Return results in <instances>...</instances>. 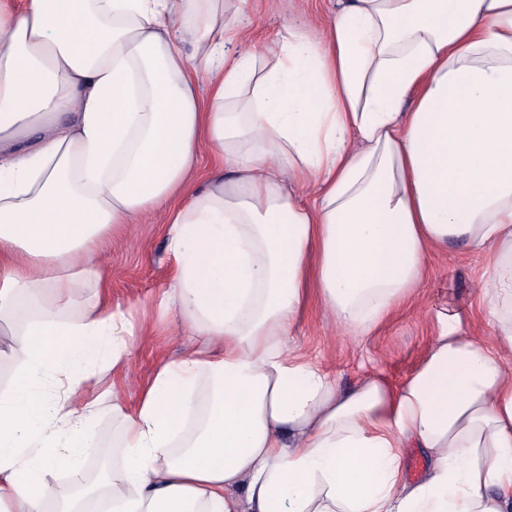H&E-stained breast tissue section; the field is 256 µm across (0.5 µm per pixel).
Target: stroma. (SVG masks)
I'll use <instances>...</instances> for the list:
<instances>
[{
    "mask_svg": "<svg viewBox=\"0 0 512 512\" xmlns=\"http://www.w3.org/2000/svg\"><path fill=\"white\" fill-rule=\"evenodd\" d=\"M328 8L329 0H282L276 9L269 7L268 0H249L251 49L265 54L285 24L320 26ZM166 224V206L156 207L113 236L112 248L102 259L113 304L138 309V334L127 355L126 381L121 386L122 396L130 405L158 365L179 358L190 343L191 332L183 320L174 314L160 315L150 304L171 283ZM486 265L485 257L457 247L433 255L419 300L397 310L370 336L349 334L327 318L320 306H312L294 333L297 351L334 377L342 391L372 370L384 371L393 383H400L413 371L434 336L437 309L451 305L463 310L469 317L468 332L489 337L491 330L479 302ZM110 405L106 398L99 407L98 450L85 456L83 472L112 465L117 426Z\"/></svg>",
    "mask_w": 512,
    "mask_h": 512,
    "instance_id": "stroma-1",
    "label": "stroma"
}]
</instances>
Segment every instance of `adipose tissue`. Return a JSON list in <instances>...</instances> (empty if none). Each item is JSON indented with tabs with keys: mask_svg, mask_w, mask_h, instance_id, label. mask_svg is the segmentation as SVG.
I'll return each mask as SVG.
<instances>
[{
	"mask_svg": "<svg viewBox=\"0 0 512 512\" xmlns=\"http://www.w3.org/2000/svg\"><path fill=\"white\" fill-rule=\"evenodd\" d=\"M246 5L0 0V321L21 330L0 512H512V0H338L261 59ZM165 202L156 304L197 346L134 407L113 394L122 455L61 495L52 470L95 445L93 368L123 376L137 332L93 257ZM453 243L491 256V342L437 312L401 384L348 392L290 349L314 298L370 335Z\"/></svg>",
	"mask_w": 512,
	"mask_h": 512,
	"instance_id": "obj_1",
	"label": "adipose tissue"
}]
</instances>
